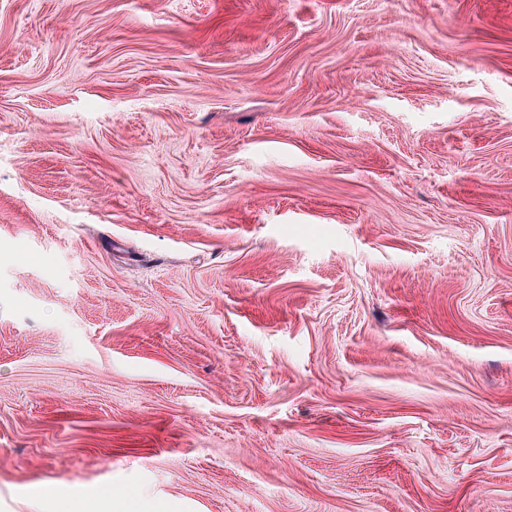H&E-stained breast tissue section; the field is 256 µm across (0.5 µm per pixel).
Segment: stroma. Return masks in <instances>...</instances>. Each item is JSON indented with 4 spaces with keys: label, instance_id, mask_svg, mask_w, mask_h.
Returning a JSON list of instances; mask_svg holds the SVG:
<instances>
[{
    "label": "stroma",
    "instance_id": "stroma-1",
    "mask_svg": "<svg viewBox=\"0 0 512 512\" xmlns=\"http://www.w3.org/2000/svg\"><path fill=\"white\" fill-rule=\"evenodd\" d=\"M128 491L512 512V0H0V512Z\"/></svg>",
    "mask_w": 512,
    "mask_h": 512
}]
</instances>
